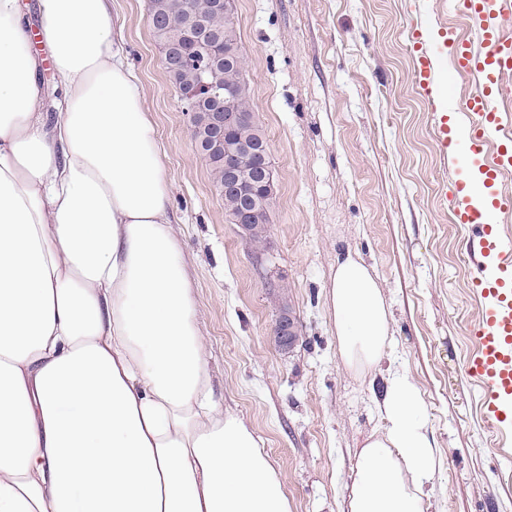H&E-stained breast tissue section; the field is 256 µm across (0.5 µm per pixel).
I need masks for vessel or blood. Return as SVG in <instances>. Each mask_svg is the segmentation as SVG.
I'll return each mask as SVG.
<instances>
[{
	"mask_svg": "<svg viewBox=\"0 0 512 512\" xmlns=\"http://www.w3.org/2000/svg\"><path fill=\"white\" fill-rule=\"evenodd\" d=\"M448 6L466 14L474 37H452L445 50L424 34L414 35V79L422 95L432 97L436 63L446 51L455 73L476 83L456 105V127H449L441 112L433 120L440 152H451L458 170L479 173V188L455 182L450 202L455 223L479 229L469 251L481 318L468 373L483 394L488 422L507 440L512 438V233L497 227L495 219L512 212V198L496 191L499 177L512 169V114L499 106L512 92V37L505 34L512 0H448Z\"/></svg>",
	"mask_w": 512,
	"mask_h": 512,
	"instance_id": "b4317fda",
	"label": "vessel or blood"
}]
</instances>
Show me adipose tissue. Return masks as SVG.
<instances>
[{"label":"adipose tissue","instance_id":"ef3b65f1","mask_svg":"<svg viewBox=\"0 0 512 512\" xmlns=\"http://www.w3.org/2000/svg\"><path fill=\"white\" fill-rule=\"evenodd\" d=\"M39 12L34 31L21 0H0V512H289L254 434L214 398L110 0ZM329 298L346 366L378 364L390 312L368 267L339 260ZM422 412L393 375L348 512H423L441 462Z\"/></svg>","mask_w":512,"mask_h":512}]
</instances>
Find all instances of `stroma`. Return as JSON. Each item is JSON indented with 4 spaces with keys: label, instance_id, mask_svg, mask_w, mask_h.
I'll return each instance as SVG.
<instances>
[{
    "label": "stroma",
    "instance_id": "35a3bbf8",
    "mask_svg": "<svg viewBox=\"0 0 512 512\" xmlns=\"http://www.w3.org/2000/svg\"><path fill=\"white\" fill-rule=\"evenodd\" d=\"M125 56L155 122L174 228L195 283L214 396L262 442L290 512H344L356 454L380 433L389 377L409 374L446 460L424 512H512V461L466 373L480 309L443 188L430 103L417 93L410 28L470 36L443 0H237L245 77L277 180L262 260L226 221L160 61L149 0H112ZM369 267L390 309L380 364L343 365L327 291L343 255ZM284 287L270 294L268 282ZM300 339L278 350L279 303Z\"/></svg>",
    "mask_w": 512,
    "mask_h": 512
}]
</instances>
